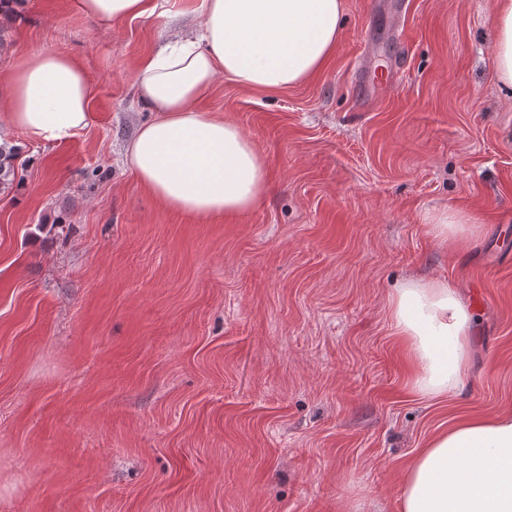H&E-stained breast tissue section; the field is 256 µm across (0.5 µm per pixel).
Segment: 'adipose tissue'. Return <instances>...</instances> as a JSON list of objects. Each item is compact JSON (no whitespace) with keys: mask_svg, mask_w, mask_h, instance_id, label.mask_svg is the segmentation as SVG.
Listing matches in <instances>:
<instances>
[{"mask_svg":"<svg viewBox=\"0 0 512 512\" xmlns=\"http://www.w3.org/2000/svg\"><path fill=\"white\" fill-rule=\"evenodd\" d=\"M104 22L157 12L160 0H74ZM343 0H201L195 37L143 57L135 85L153 112L125 147L139 185L162 207L205 220L262 201L268 161L233 121L197 108L218 77L279 90L318 73L336 48ZM494 66L512 88V0H495ZM93 82L70 56L18 59L0 78V113L29 140L64 143L91 122ZM475 216H432L431 234L462 249ZM388 318L412 369L410 389L441 401L460 390L473 352V315L447 279H412L393 292ZM399 512H512V413L470 416L434 434L404 472Z\"/></svg>","mask_w":512,"mask_h":512,"instance_id":"adipose-tissue-1","label":"adipose tissue"}]
</instances>
